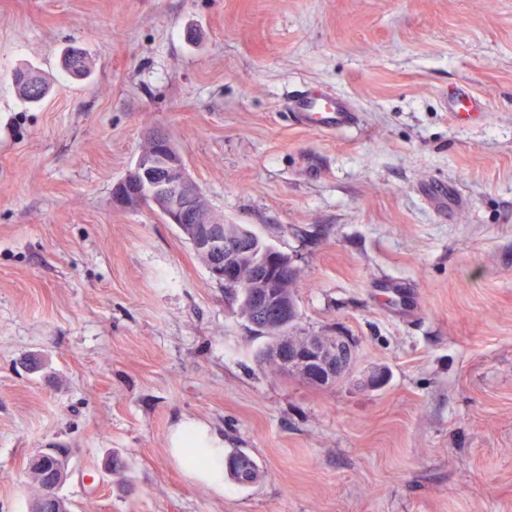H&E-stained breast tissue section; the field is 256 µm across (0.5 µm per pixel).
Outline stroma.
Instances as JSON below:
<instances>
[{
  "mask_svg": "<svg viewBox=\"0 0 512 512\" xmlns=\"http://www.w3.org/2000/svg\"><path fill=\"white\" fill-rule=\"evenodd\" d=\"M311 87L357 126H301ZM154 131L298 267L296 331L347 338V377L270 369L180 230L113 206ZM192 427L258 482L193 477ZM53 446L70 512H512V0H0V512ZM34 80L31 85L30 79ZM15 84L20 93L30 103H37L42 100L50 90V84L33 69H19L14 73ZM451 100L455 103L454 112H450L452 118L472 119L485 117L484 107L480 100L469 95H462L460 92H454L451 95ZM230 459L235 461V465L232 469L229 468V472L236 483L242 486H248L258 480L260 476L259 469L256 462L249 454L239 451L232 455Z\"/></svg>",
  "mask_w": 512,
  "mask_h": 512,
  "instance_id": "1",
  "label": "stroma"
}]
</instances>
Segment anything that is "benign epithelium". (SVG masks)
<instances>
[{"label": "benign epithelium", "instance_id": "1", "mask_svg": "<svg viewBox=\"0 0 512 512\" xmlns=\"http://www.w3.org/2000/svg\"><path fill=\"white\" fill-rule=\"evenodd\" d=\"M150 149L141 152L126 176L112 189V202L121 209L142 206L156 208L169 224L183 228L193 225L191 244L212 255L210 274L224 286L231 302L263 305L274 296L280 273H298L290 260L280 258L274 247L265 244L252 262L251 278L242 277L239 265L253 253L248 247L250 231L239 224L212 222L198 210L199 191L189 176L180 151L162 132L149 136ZM279 317L284 326L296 322L295 300L279 302ZM280 362L320 386L336 383L349 370L355 359L352 344L341 336L326 345L307 336L301 342L283 339L277 346Z\"/></svg>", "mask_w": 512, "mask_h": 512}]
</instances>
